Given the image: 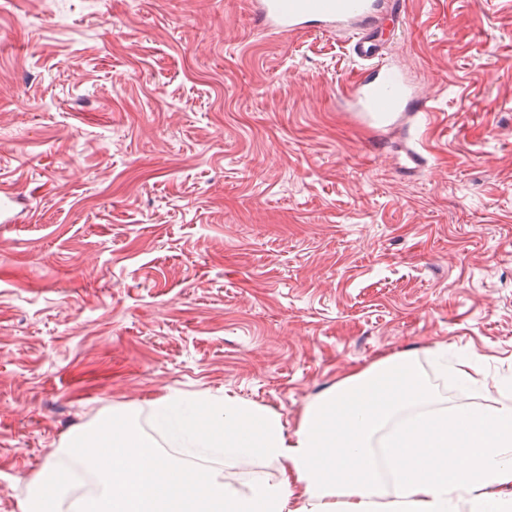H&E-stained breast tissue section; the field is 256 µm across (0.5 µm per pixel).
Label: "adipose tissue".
<instances>
[{"label": "adipose tissue", "mask_w": 512, "mask_h": 512, "mask_svg": "<svg viewBox=\"0 0 512 512\" xmlns=\"http://www.w3.org/2000/svg\"><path fill=\"white\" fill-rule=\"evenodd\" d=\"M428 386L411 355L380 358L309 403L294 431L279 413L233 396L155 398V427L184 448L267 459L276 480L241 487L171 461L125 406L67 452L92 469L81 512H512V390L493 406L420 410ZM73 490L47 462L20 512H60Z\"/></svg>", "instance_id": "adipose-tissue-1"}]
</instances>
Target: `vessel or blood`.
Here are the masks:
<instances>
[{
    "mask_svg": "<svg viewBox=\"0 0 512 512\" xmlns=\"http://www.w3.org/2000/svg\"><path fill=\"white\" fill-rule=\"evenodd\" d=\"M387 5L388 0H258L255 20L271 31H294L313 22L326 29L352 31L354 54L370 62L373 70L370 79L351 91L354 117L388 128L395 124L397 115L420 112L424 106L413 97L401 75L381 69L376 61L378 49L372 35Z\"/></svg>",
    "mask_w": 512,
    "mask_h": 512,
    "instance_id": "obj_1",
    "label": "vessel or blood"
}]
</instances>
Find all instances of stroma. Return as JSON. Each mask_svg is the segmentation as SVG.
<instances>
[{
	"instance_id": "obj_1",
	"label": "stroma",
	"mask_w": 512,
	"mask_h": 512,
	"mask_svg": "<svg viewBox=\"0 0 512 512\" xmlns=\"http://www.w3.org/2000/svg\"><path fill=\"white\" fill-rule=\"evenodd\" d=\"M254 0H0V512L112 409L226 393L296 426L410 352L432 407L512 384V0H403L376 38L426 109L379 133L348 33ZM425 159L417 165L408 150ZM473 356L485 386L442 375ZM245 485L265 459L199 453Z\"/></svg>"
}]
</instances>
